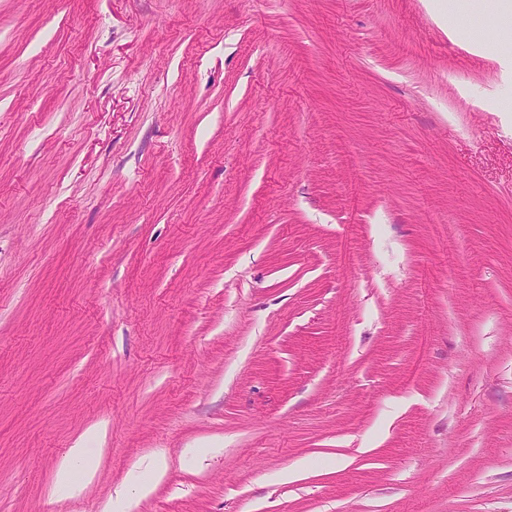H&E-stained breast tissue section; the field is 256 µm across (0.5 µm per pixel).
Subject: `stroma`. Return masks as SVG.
I'll list each match as a JSON object with an SVG mask.
<instances>
[{"label":"stroma","mask_w":512,"mask_h":512,"mask_svg":"<svg viewBox=\"0 0 512 512\" xmlns=\"http://www.w3.org/2000/svg\"><path fill=\"white\" fill-rule=\"evenodd\" d=\"M120 490L512 512V15L0 0V512Z\"/></svg>","instance_id":"stroma-1"}]
</instances>
